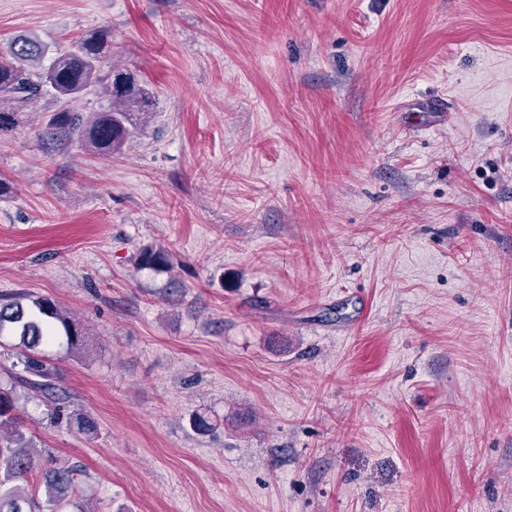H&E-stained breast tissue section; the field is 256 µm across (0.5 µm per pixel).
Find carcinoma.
Returning a JSON list of instances; mask_svg holds the SVG:
<instances>
[{
    "mask_svg": "<svg viewBox=\"0 0 512 512\" xmlns=\"http://www.w3.org/2000/svg\"><path fill=\"white\" fill-rule=\"evenodd\" d=\"M108 32L99 30L80 37L74 47L57 52L46 67L31 70L47 54V45L20 35L0 54V101L14 107H0V133L18 123L20 112L43 93H54L58 106L46 123L51 138H75L95 157H110L123 150L131 135L151 115L153 92L133 75L107 67ZM92 86L104 91L106 105L85 117L74 102ZM140 265L161 269L168 265L166 251L146 249ZM11 342L17 363L27 377L22 382L45 390L51 388V369L43 349L63 341L66 351L79 353L85 333L70 314L52 300L15 293L0 297V345ZM36 453L31 439L22 431L13 390L0 388V512H39L40 504L18 485L32 471ZM47 503L70 497L74 477L64 467L44 473Z\"/></svg>",
    "mask_w": 512,
    "mask_h": 512,
    "instance_id": "obj_1",
    "label": "carcinoma"
}]
</instances>
